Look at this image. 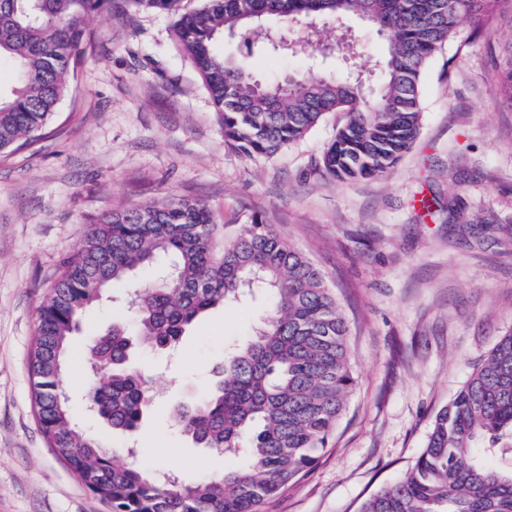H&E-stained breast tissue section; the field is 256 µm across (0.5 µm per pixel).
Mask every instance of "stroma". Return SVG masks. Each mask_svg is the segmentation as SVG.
<instances>
[{
  "mask_svg": "<svg viewBox=\"0 0 512 512\" xmlns=\"http://www.w3.org/2000/svg\"><path fill=\"white\" fill-rule=\"evenodd\" d=\"M169 14L87 17L78 77L40 139L0 154V512H108L49 448L31 400L28 359L39 308L63 261L101 215L170 198L206 202L226 237L261 216L326 275L350 334L356 386L328 448L263 512H358L423 450L435 414L512 329V104L498 88L512 19L463 24L423 75L420 135L382 177L339 181L319 163L339 112L277 154L224 140ZM353 55L266 51L242 35L218 46L261 81L380 79L384 38L357 16L316 17ZM310 26V27H311ZM437 196L435 215L417 200ZM263 295L212 310L180 349H140L151 407L135 440L86 410L91 336L122 315L87 312L62 378L81 427L117 460L191 479L240 465L178 434L175 409L208 390L231 341L251 336Z\"/></svg>",
  "mask_w": 512,
  "mask_h": 512,
  "instance_id": "obj_1",
  "label": "stroma"
}]
</instances>
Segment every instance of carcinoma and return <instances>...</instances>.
<instances>
[{"label":"carcinoma","mask_w":512,"mask_h":512,"mask_svg":"<svg viewBox=\"0 0 512 512\" xmlns=\"http://www.w3.org/2000/svg\"><path fill=\"white\" fill-rule=\"evenodd\" d=\"M137 10L173 14L172 40L195 67L217 109L225 140L248 156H272L302 139L326 114L344 121L320 168L339 181L388 172L420 134L422 78L461 24L512 18V0H126ZM112 11V0H0V60L14 85L0 92V154L43 131L75 79L82 21ZM358 15L386 35L382 84L365 93L356 78L316 75L267 85L215 50L224 32L244 31L274 50L285 33L313 16ZM500 88L512 103V41L502 49ZM163 272L131 291L121 323L86 349L101 373L87 390L90 409L111 430L135 436L148 409L142 376L130 366L134 346L176 347L211 309L259 291L268 298L255 336L231 348L222 380L180 406L174 423L199 448L243 453L246 463L186 481L160 480L79 429L63 390L72 338L84 312L140 269ZM32 402L41 432L109 512H261L299 479L328 446L353 392L348 326L325 274L273 225L255 215L230 240L204 202L175 198L113 211L90 225L78 252L62 263L40 311L29 353ZM503 461L487 467L480 454ZM359 512H512V331L477 364L435 415L415 465L376 492Z\"/></svg>","instance_id":"obj_1"}]
</instances>
